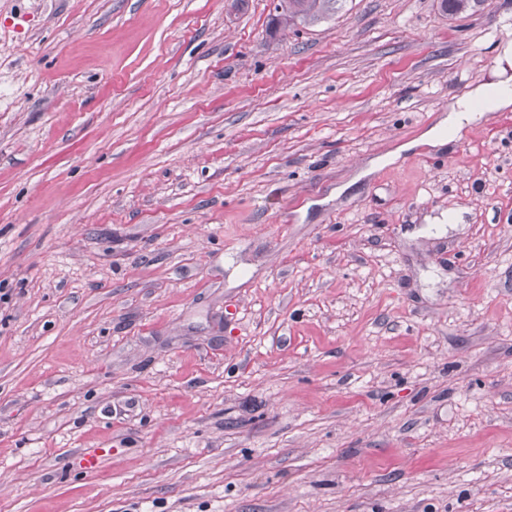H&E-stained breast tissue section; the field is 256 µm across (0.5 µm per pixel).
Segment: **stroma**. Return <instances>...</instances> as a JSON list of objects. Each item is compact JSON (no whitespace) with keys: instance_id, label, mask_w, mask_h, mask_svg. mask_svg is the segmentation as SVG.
<instances>
[{"instance_id":"35a3bbf8","label":"stroma","mask_w":512,"mask_h":512,"mask_svg":"<svg viewBox=\"0 0 512 512\" xmlns=\"http://www.w3.org/2000/svg\"><path fill=\"white\" fill-rule=\"evenodd\" d=\"M272 14L0 0V512H512V0ZM498 80L489 83H482L475 86L466 98L459 99L448 108V117L443 118L437 125L425 131L421 137L414 142L403 144L383 157L377 159L376 163H390L395 161L403 151H407L418 144L441 146L446 143L444 130L448 127V140L458 134L473 119V104L489 101L492 111L505 112L512 109V91H510L511 77L505 76V70L497 73Z\"/></svg>"}]
</instances>
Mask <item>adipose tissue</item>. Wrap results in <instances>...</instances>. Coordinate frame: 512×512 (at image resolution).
Returning <instances> with one entry per match:
<instances>
[{
	"instance_id": "ef3b65f1",
	"label": "adipose tissue",
	"mask_w": 512,
	"mask_h": 512,
	"mask_svg": "<svg viewBox=\"0 0 512 512\" xmlns=\"http://www.w3.org/2000/svg\"><path fill=\"white\" fill-rule=\"evenodd\" d=\"M484 101L489 102L491 110L499 112L511 110L512 78L502 75L497 81L475 86L466 98L457 100L449 107L447 117L421 135V143L431 146L444 145L447 136L458 134L471 123L474 103Z\"/></svg>"
}]
</instances>
